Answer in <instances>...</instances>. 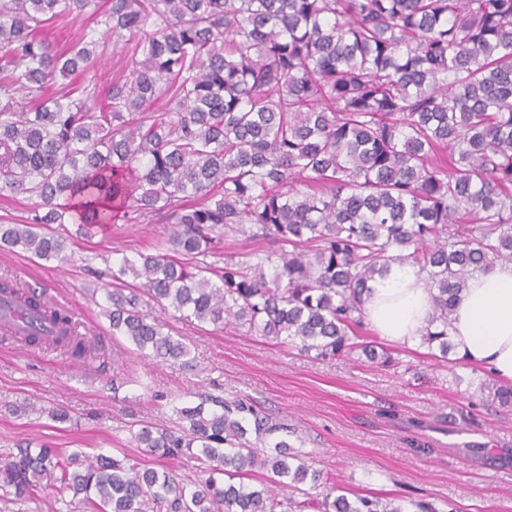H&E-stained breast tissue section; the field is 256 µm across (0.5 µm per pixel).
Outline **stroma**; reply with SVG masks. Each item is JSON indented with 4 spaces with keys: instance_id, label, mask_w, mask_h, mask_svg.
<instances>
[{
    "instance_id": "35a3bbf8",
    "label": "stroma",
    "mask_w": 512,
    "mask_h": 512,
    "mask_svg": "<svg viewBox=\"0 0 512 512\" xmlns=\"http://www.w3.org/2000/svg\"><path fill=\"white\" fill-rule=\"evenodd\" d=\"M67 237L70 263L0 248V278L46 289L60 305L84 315L83 331L100 337L91 362L63 358L0 336V453L41 444L85 456L128 454L172 470L183 481L204 479L188 458L162 459L131 443V427L156 422L179 428V408L207 394L245 396L287 424L288 441L308 454L324 479L363 495L426 499L441 512H512V405L501 382L461 360L442 363L421 346H393L394 365L370 362L361 350L317 359L255 335L240 325L183 319L148 304L189 348L190 366L139 356L113 335L105 314L110 276L122 257L154 252L166 224H115L94 238ZM485 379L481 392L472 382ZM27 400L36 413L16 415ZM68 422L54 421L53 409Z\"/></svg>"
}]
</instances>
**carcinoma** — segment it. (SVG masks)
Listing matches in <instances>:
<instances>
[{
	"label": "carcinoma",
	"mask_w": 512,
	"mask_h": 512,
	"mask_svg": "<svg viewBox=\"0 0 512 512\" xmlns=\"http://www.w3.org/2000/svg\"><path fill=\"white\" fill-rule=\"evenodd\" d=\"M106 2L0 0V197L37 198L28 223L0 224V246L64 262L52 224L85 238L172 225L163 248L112 269L127 290L108 294L106 316L112 335L176 361L187 346L144 300L320 359L359 348L390 364L352 335L363 294L410 264L433 298L421 345L448 360L469 275L512 262V0ZM78 17L95 27L65 50L37 37ZM120 42L129 77L104 93L97 66ZM247 232L264 253L217 265L222 239ZM13 305L24 345L50 331L66 357L94 355L45 291L5 277L0 307ZM207 401L221 411L201 402L178 410L186 427L132 434L202 463L191 487L127 455L43 446L1 453L0 489L21 499L49 483L80 512H405L327 485L286 438L270 442L288 427L253 404ZM256 468L266 487L233 483Z\"/></svg>",
	"instance_id": "carcinoma-1"
}]
</instances>
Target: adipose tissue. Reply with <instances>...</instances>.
<instances>
[{
    "instance_id": "1",
    "label": "adipose tissue",
    "mask_w": 512,
    "mask_h": 512,
    "mask_svg": "<svg viewBox=\"0 0 512 512\" xmlns=\"http://www.w3.org/2000/svg\"><path fill=\"white\" fill-rule=\"evenodd\" d=\"M432 298L416 267H394L364 297V316L385 340L412 345L421 336ZM449 340L458 357L512 383V264L472 275L456 304Z\"/></svg>"
}]
</instances>
